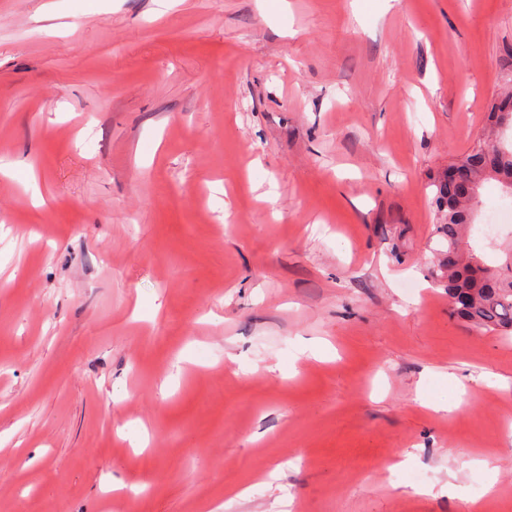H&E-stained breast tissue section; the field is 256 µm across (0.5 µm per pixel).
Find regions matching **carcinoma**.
Listing matches in <instances>:
<instances>
[{
    "mask_svg": "<svg viewBox=\"0 0 512 512\" xmlns=\"http://www.w3.org/2000/svg\"><path fill=\"white\" fill-rule=\"evenodd\" d=\"M493 131L499 136L494 145L486 144L482 133L472 148L457 161L454 179L440 177L434 183L435 202L445 223L435 225L433 236L441 243L434 267L440 285L454 302L452 313L476 328L512 334V248L497 267L487 265L469 248L468 238L474 228L473 212L479 188L487 179L499 181L512 196V93L496 100L489 114Z\"/></svg>",
    "mask_w": 512,
    "mask_h": 512,
    "instance_id": "cac0c4a2",
    "label": "carcinoma"
}]
</instances>
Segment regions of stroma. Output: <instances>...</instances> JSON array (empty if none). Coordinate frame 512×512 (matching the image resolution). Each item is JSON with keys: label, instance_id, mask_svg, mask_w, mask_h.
Returning <instances> with one entry per match:
<instances>
[{"label": "stroma", "instance_id": "1", "mask_svg": "<svg viewBox=\"0 0 512 512\" xmlns=\"http://www.w3.org/2000/svg\"><path fill=\"white\" fill-rule=\"evenodd\" d=\"M511 83L512 0H0V512H512L425 262Z\"/></svg>", "mask_w": 512, "mask_h": 512}]
</instances>
